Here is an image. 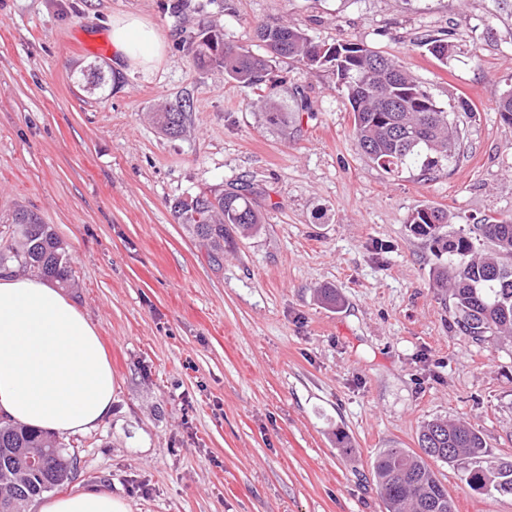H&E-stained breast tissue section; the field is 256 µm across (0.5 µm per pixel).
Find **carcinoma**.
<instances>
[{
  "label": "carcinoma",
  "instance_id": "1",
  "mask_svg": "<svg viewBox=\"0 0 512 512\" xmlns=\"http://www.w3.org/2000/svg\"><path fill=\"white\" fill-rule=\"evenodd\" d=\"M257 38L265 47L263 55L224 42L223 32L212 26L198 29L185 45L197 67H220L227 79L255 96L270 127L288 126L290 116L276 101L273 67L284 59L311 66L330 63L338 91L351 106L355 145L386 172L397 176L418 166L427 174L456 157L457 125L400 61L358 43L331 45L320 56L319 43L282 21L260 25ZM422 45L432 56L448 58L446 38L429 36ZM153 118L166 135L177 138L185 130V105L169 103ZM172 210L214 268L223 265L224 245L264 224L246 181L178 199ZM12 224L19 234L0 236V272H28L70 287L73 269L67 250L51 227L23 208L15 210ZM407 227L447 255L430 271V279L448 297L458 330L478 345L512 337V220L487 219L456 231L448 211L421 204ZM418 446V452L385 448L378 453L373 470L384 512H455L434 463L463 470L474 490L512 495V460H486L485 441L467 422L431 420L422 427ZM63 451L61 443L40 430L0 420V512H25L43 493L74 479Z\"/></svg>",
  "mask_w": 512,
  "mask_h": 512
}]
</instances>
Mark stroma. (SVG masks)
Instances as JSON below:
<instances>
[{"label":"stroma","instance_id":"stroma-1","mask_svg":"<svg viewBox=\"0 0 512 512\" xmlns=\"http://www.w3.org/2000/svg\"><path fill=\"white\" fill-rule=\"evenodd\" d=\"M174 3L0 0V226L23 206L64 242L68 294L116 380L108 417L60 438L75 487L107 489L130 512H382L377 453L417 449L437 417L512 459V340L458 331L431 286L435 250L406 224L425 203L457 229L512 219V124L497 112L512 88V0ZM126 14L164 41L151 71L104 52ZM281 20L400 60L459 125V155L390 175L356 150L331 65H276L293 114L283 132L179 46L205 22L259 53L257 26ZM440 33L444 61L419 45ZM184 100V134L163 135L152 112ZM243 180L265 223L216 270L171 205ZM435 470L457 512H512V495Z\"/></svg>","mask_w":512,"mask_h":512}]
</instances>
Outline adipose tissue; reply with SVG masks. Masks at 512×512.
Instances as JSON below:
<instances>
[{
  "instance_id": "ef3b65f1",
  "label": "adipose tissue",
  "mask_w": 512,
  "mask_h": 512,
  "mask_svg": "<svg viewBox=\"0 0 512 512\" xmlns=\"http://www.w3.org/2000/svg\"><path fill=\"white\" fill-rule=\"evenodd\" d=\"M112 46L128 67L149 71L164 51L154 28L113 18ZM112 368L95 328L60 288L38 277L0 276V417L59 434L91 432L112 409ZM41 512H128L98 488L45 503Z\"/></svg>"
}]
</instances>
